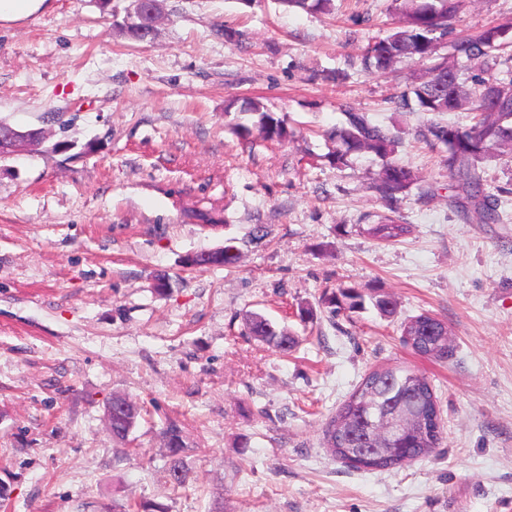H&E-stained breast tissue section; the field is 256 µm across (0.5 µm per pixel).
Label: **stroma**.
Masks as SVG:
<instances>
[{
	"label": "stroma",
	"mask_w": 512,
	"mask_h": 512,
	"mask_svg": "<svg viewBox=\"0 0 512 512\" xmlns=\"http://www.w3.org/2000/svg\"><path fill=\"white\" fill-rule=\"evenodd\" d=\"M130 2L50 0L0 25V120L48 133L0 161V512H512V219L449 205L442 153L416 138L428 114L393 105L424 64L363 68L392 0H165L148 43L117 28ZM511 17L512 0H469L459 26ZM251 100L293 137L242 138ZM346 105L401 129L396 157L418 179L399 243L362 230L383 209L379 159H326ZM225 246L234 264L188 267ZM343 287L390 294L396 312H331ZM252 312L299 347L246 335ZM423 312L447 323L448 359L401 344ZM386 365L430 378L444 438L358 470L324 426ZM116 393L145 408L126 443L104 421ZM170 421L188 443L179 487L163 473Z\"/></svg>",
	"instance_id": "35a3bbf8"
}]
</instances>
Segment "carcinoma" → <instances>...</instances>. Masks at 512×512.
<instances>
[{
	"mask_svg": "<svg viewBox=\"0 0 512 512\" xmlns=\"http://www.w3.org/2000/svg\"><path fill=\"white\" fill-rule=\"evenodd\" d=\"M399 21L384 39L368 45L362 65L368 71L385 73L403 58H418L427 64L425 77L412 84L408 92L394 101L397 109L417 105L435 119L420 130L421 140L444 152L450 204L467 220L478 224H501L512 189L491 191L480 175L483 163L512 162V18L473 32L457 30L466 0H396ZM287 7L307 11H329L331 0H278ZM450 43L452 56L440 53V45ZM464 110L473 115V124L461 128L440 119L448 112ZM248 111L258 115L254 128L242 127L241 135L256 132L270 141L287 139L291 131L284 121L263 110L260 103H249ZM345 122L324 133L332 144L330 162L345 165L350 155L369 150L382 165L373 189L386 211L366 217V233L384 243H396L410 232L400 212L401 196L417 180L409 166L393 160L401 137L394 129L376 124L349 105L344 108ZM365 296L357 288L346 287L327 297L332 309H358ZM247 334L282 352L296 348L299 340L290 329L259 313L245 319ZM401 342L415 354L435 360L448 358V326L427 313L413 316L401 325ZM374 387L377 403L385 408L400 405L415 413L419 423L389 444L391 451L378 461H364L348 454L350 448L365 447L369 433L364 399ZM115 400L128 401L127 415L113 422L112 439L124 442L136 428L141 407L122 395ZM443 425L438 400L428 378L402 366H384L366 375L357 390L336 411L325 429L332 454L342 461H353L360 470H385L401 466L431 453L442 441ZM165 474L175 485L186 482L183 451L187 447L181 429L174 423L164 430Z\"/></svg>",
	"mask_w": 512,
	"mask_h": 512,
	"instance_id": "carcinoma-1",
	"label": "carcinoma"
}]
</instances>
